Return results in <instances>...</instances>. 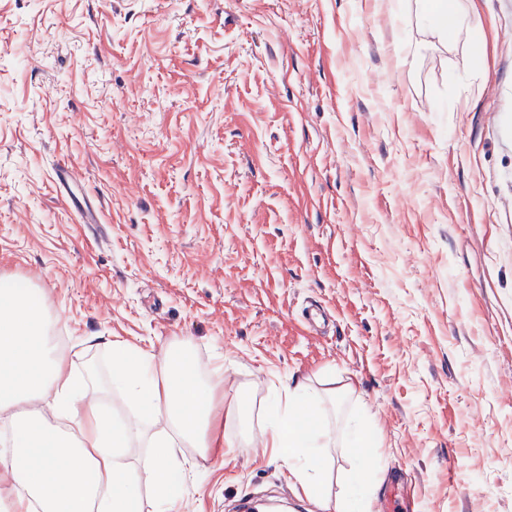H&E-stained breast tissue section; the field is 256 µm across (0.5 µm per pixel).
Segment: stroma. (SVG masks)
<instances>
[{
    "label": "stroma",
    "instance_id": "obj_1",
    "mask_svg": "<svg viewBox=\"0 0 512 512\" xmlns=\"http://www.w3.org/2000/svg\"><path fill=\"white\" fill-rule=\"evenodd\" d=\"M457 6L0 0V277L77 381L115 341L223 356L249 443L186 449L182 512H319L261 429L292 374L346 391L371 510L512 512V0ZM439 8L435 12L434 24L437 31L441 33H448V30L453 29L460 22V15L456 9V1H439Z\"/></svg>",
    "mask_w": 512,
    "mask_h": 512
}]
</instances>
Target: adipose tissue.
<instances>
[{"mask_svg":"<svg viewBox=\"0 0 512 512\" xmlns=\"http://www.w3.org/2000/svg\"><path fill=\"white\" fill-rule=\"evenodd\" d=\"M43 297L28 283L0 279V422L12 430L0 454L6 474V512H141L135 477L145 468L154 489L155 512H179L177 473L192 471L188 448L227 444L217 391L224 367L201 376L184 348L163 353L126 341L112 344L111 384L136 409L137 422L115 420L103 398L75 389L65 362L49 341ZM307 380L289 377L282 395L267 407L266 434L303 493L321 512H356L357 491L369 473L361 449L365 435L350 436L355 465L340 497H331L320 453L332 447L321 417L307 412ZM165 411L162 431L146 421Z\"/></svg>","mask_w":512,"mask_h":512,"instance_id":"obj_1","label":"adipose tissue"}]
</instances>
